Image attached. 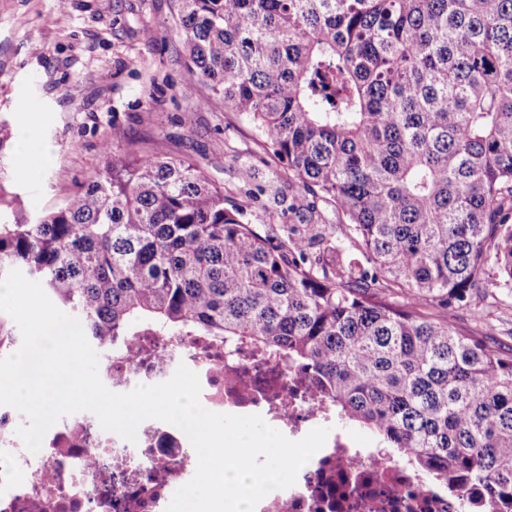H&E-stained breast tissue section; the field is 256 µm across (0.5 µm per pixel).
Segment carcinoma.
<instances>
[{
	"instance_id": "cac0c4a2",
	"label": "carcinoma",
	"mask_w": 512,
	"mask_h": 512,
	"mask_svg": "<svg viewBox=\"0 0 512 512\" xmlns=\"http://www.w3.org/2000/svg\"><path fill=\"white\" fill-rule=\"evenodd\" d=\"M176 2L209 105L250 117L296 209L332 201L364 261L330 273L193 161L134 151L0 224V276L41 281L97 344L155 329L304 368L336 418L512 512V353L479 307L512 297V0ZM18 340L0 312V356Z\"/></svg>"
}]
</instances>
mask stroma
Here are the masks:
<instances>
[{
    "mask_svg": "<svg viewBox=\"0 0 512 512\" xmlns=\"http://www.w3.org/2000/svg\"><path fill=\"white\" fill-rule=\"evenodd\" d=\"M210 93L175 0H0V224L34 223L138 149L193 160L227 202H249L257 232L282 236L293 172L245 115L207 107ZM24 130L51 162L20 155Z\"/></svg>",
    "mask_w": 512,
    "mask_h": 512,
    "instance_id": "obj_1",
    "label": "stroma"
}]
</instances>
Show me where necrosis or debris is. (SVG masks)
I'll list each match as a JSON object with an SVG mask.
<instances>
[{
  "mask_svg": "<svg viewBox=\"0 0 512 512\" xmlns=\"http://www.w3.org/2000/svg\"><path fill=\"white\" fill-rule=\"evenodd\" d=\"M98 351L101 380L116 393L165 382L183 364L198 375L200 401L210 411L260 415L294 441L336 422L296 370L245 348L228 352L198 336L139 330ZM23 420L0 405V512H165L197 467L184 432L157 419L141 422L131 442L80 411L46 432L39 453L27 451L16 433ZM462 498L390 449L335 433L293 486L271 491L255 512H462Z\"/></svg>",
  "mask_w": 512,
  "mask_h": 512,
  "instance_id": "4bbe7bcc",
  "label": "necrosis or debris"
}]
</instances>
